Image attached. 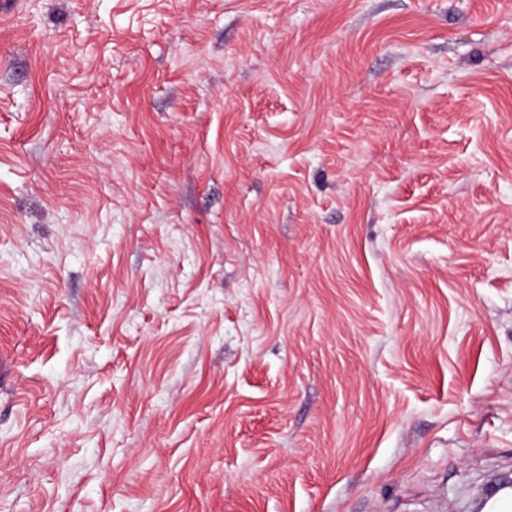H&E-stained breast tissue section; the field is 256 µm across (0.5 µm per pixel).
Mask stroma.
Segmentation results:
<instances>
[{"instance_id":"35a3bbf8","label":"stroma","mask_w":512,"mask_h":512,"mask_svg":"<svg viewBox=\"0 0 512 512\" xmlns=\"http://www.w3.org/2000/svg\"><path fill=\"white\" fill-rule=\"evenodd\" d=\"M0 14V512H462L512 473V0Z\"/></svg>"}]
</instances>
